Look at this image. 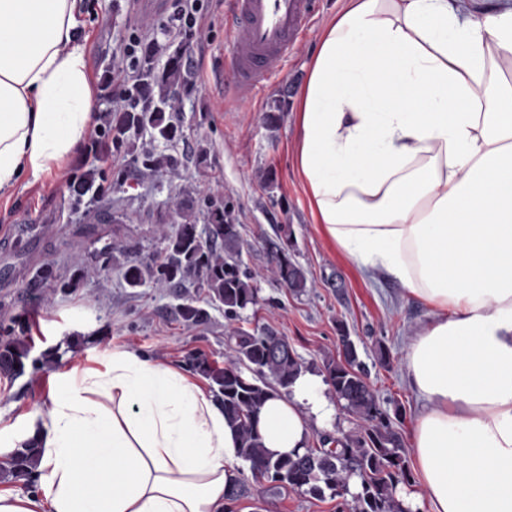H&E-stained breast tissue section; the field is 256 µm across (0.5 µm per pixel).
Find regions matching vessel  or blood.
Listing matches in <instances>:
<instances>
[{
  "mask_svg": "<svg viewBox=\"0 0 512 512\" xmlns=\"http://www.w3.org/2000/svg\"><path fill=\"white\" fill-rule=\"evenodd\" d=\"M235 22L229 54L233 92L253 97L299 43L313 13L312 0H228Z\"/></svg>",
  "mask_w": 512,
  "mask_h": 512,
  "instance_id": "b4317fda",
  "label": "vessel or blood"
}]
</instances>
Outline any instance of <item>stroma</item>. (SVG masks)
Segmentation results:
<instances>
[{
	"mask_svg": "<svg viewBox=\"0 0 512 512\" xmlns=\"http://www.w3.org/2000/svg\"><path fill=\"white\" fill-rule=\"evenodd\" d=\"M85 24L88 56L99 110L117 108L110 81L112 62L134 41L155 39L181 44L170 33L177 0H89ZM225 0H198L206 18L201 46H189L196 65L190 70L192 94H179L177 117L184 137L170 154L179 164L158 179L142 177L128 157L110 152L88 155L78 148L66 168L96 173L97 185L76 197L56 171L44 182L19 181L0 192V345L21 338L27 345L25 369L0 374V442H17L28 413L56 391L59 374L100 369L108 351L129 350L189 371L188 358L202 354L224 363L229 353L223 308L208 304L195 286L152 283L128 287L124 271L132 258L149 259L159 251L157 217L182 187L223 195L240 226L241 259L262 272L257 311H245L242 327L268 329L288 338L306 365L321 369L336 352V324L344 322L358 349L366 378L385 406H401L406 419L422 407L406 383L403 356L428 317L421 301L403 296L398 282L374 279L325 235L316 224L304 181L294 165L300 137L293 111L306 80L320 35L343 0H315V22L298 47L253 98L224 91L220 66L231 44V20ZM282 112L276 127L265 115L274 101ZM206 144L205 162L197 160ZM273 171L265 182L264 171ZM123 185H116V178ZM290 226L294 259L306 270L311 286L294 295L266 276L265 241L280 226ZM116 244L111 258L102 250ZM51 267L58 288L39 280L40 267ZM207 309L210 320L186 326L179 308L186 302ZM386 347L389 364L378 359ZM237 512H336L335 500L317 499L268 484L249 485Z\"/></svg>",
	"mask_w": 512,
	"mask_h": 512,
	"instance_id": "stroma-1",
	"label": "stroma"
}]
</instances>
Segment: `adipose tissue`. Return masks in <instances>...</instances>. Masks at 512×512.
<instances>
[{
  "instance_id": "obj_1",
  "label": "adipose tissue",
  "mask_w": 512,
  "mask_h": 512,
  "mask_svg": "<svg viewBox=\"0 0 512 512\" xmlns=\"http://www.w3.org/2000/svg\"><path fill=\"white\" fill-rule=\"evenodd\" d=\"M77 0H0V190L50 177L90 136ZM295 164L318 223L363 271L430 308L405 348L426 407L409 436L429 512H512V0H345L297 106ZM335 409L306 371L257 429L302 451ZM38 495L0 512H224L238 440L176 368L112 350L29 412Z\"/></svg>"
}]
</instances>
